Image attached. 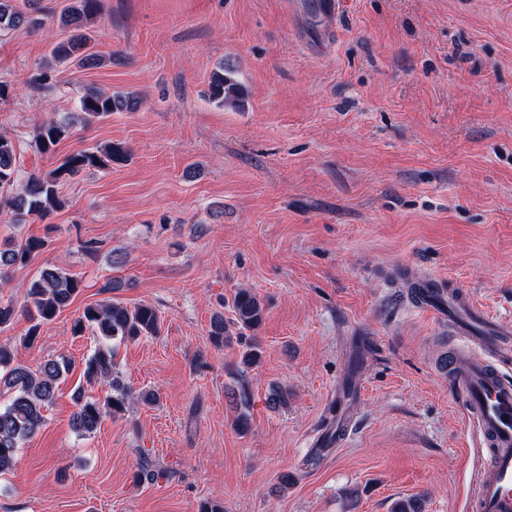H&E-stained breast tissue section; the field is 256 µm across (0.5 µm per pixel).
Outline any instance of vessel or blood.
Masks as SVG:
<instances>
[{
  "mask_svg": "<svg viewBox=\"0 0 512 512\" xmlns=\"http://www.w3.org/2000/svg\"><path fill=\"white\" fill-rule=\"evenodd\" d=\"M448 318L467 341L451 353L448 383L459 395L476 438L480 463L467 512H512V327L480 312L470 296L448 292Z\"/></svg>",
  "mask_w": 512,
  "mask_h": 512,
  "instance_id": "vessel-or-blood-1",
  "label": "vessel or blood"
}]
</instances>
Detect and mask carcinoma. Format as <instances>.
Instances as JSON below:
<instances>
[{
	"label": "carcinoma",
	"mask_w": 512,
	"mask_h": 512,
	"mask_svg": "<svg viewBox=\"0 0 512 512\" xmlns=\"http://www.w3.org/2000/svg\"><path fill=\"white\" fill-rule=\"evenodd\" d=\"M39 0H29V11L16 8L14 0H0V31L21 26L40 30L46 25ZM100 11V0H67L56 18V24L69 36L50 43V60L39 65L30 83L48 87L58 79L55 65L69 62L81 68H97L105 59L92 51L91 36L87 32L88 21ZM210 97L220 105L238 107L243 103V90L234 78V70L223 67L213 73L209 84ZM141 99L132 92H106L89 86L83 89L78 98L79 111L91 120L106 118L114 112H135ZM72 122L66 119L48 120L35 131L34 142L37 148L46 153L71 133ZM15 141L0 134V214L8 215L7 223L17 224L22 217L33 215L41 220L48 218L60 209L63 202L58 194L61 181L72 179L86 169H107L112 164L125 162L129 150L122 144L108 143L103 146L79 150L64 156L60 163L44 175H23L16 161ZM45 241L37 237H27L17 243L0 247V281L8 282L11 269L26 266L43 249ZM81 282L59 268L45 267L26 285V301L22 310L8 302H0V331L10 327L18 313L27 316L30 327L23 343L29 346L39 336L41 328L54 320L70 305L79 292ZM234 319L231 324L237 333L229 331L224 316L215 314L211 318L209 340L219 347L235 335L244 341L243 363L247 365L259 361L260 346L250 340L248 333L257 330L263 320L265 305L250 288L238 289L232 299ZM93 329L102 343L84 361L83 381L92 384L103 381L108 386L104 398H88L84 388L74 393L76 409L71 418L74 433L83 437L92 434L100 427L108 415H118L126 410L135 398L144 403H152L156 396L152 392H142L134 396L114 363L116 348L112 342L133 341L142 336H154L160 328L157 310L150 304H139L128 308L120 303L91 304L84 308L75 321L73 332L81 334L85 329ZM75 368L70 359L60 357L43 362L33 370L17 360L15 351L8 345H0V388L11 392L6 403H0V475L13 470L17 463V450L25 440L37 433L45 423L43 410L49 407L55 397L58 381ZM159 471L145 460H140L134 474L137 484L157 480Z\"/></svg>",
	"instance_id": "obj_1"
}]
</instances>
